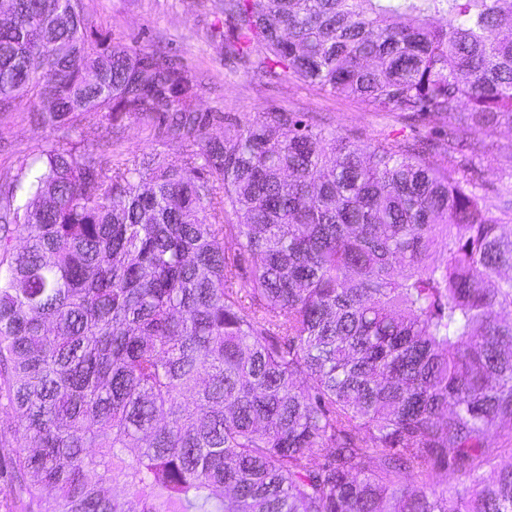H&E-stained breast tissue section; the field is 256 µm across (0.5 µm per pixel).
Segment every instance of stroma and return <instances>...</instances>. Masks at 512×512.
Masks as SVG:
<instances>
[{
  "mask_svg": "<svg viewBox=\"0 0 512 512\" xmlns=\"http://www.w3.org/2000/svg\"><path fill=\"white\" fill-rule=\"evenodd\" d=\"M88 18L137 50L154 51L177 60L199 84L198 105L212 117L211 134H231L238 122L270 107L299 113L309 124L327 126L347 137L353 147L369 148L383 138L429 142L431 125L410 123L395 112H375L357 99L346 98L282 74L269 77L244 72L238 60L226 58L216 29L224 21V0H85ZM29 101L0 112V182L13 178L21 158L39 152L51 129L37 125ZM85 144L107 145L108 155L153 153L165 158L181 146L166 136L157 120L127 118L121 128H81ZM494 163H481L477 174L491 207L512 191V127L502 126L486 138Z\"/></svg>",
  "mask_w": 512,
  "mask_h": 512,
  "instance_id": "1",
  "label": "stroma"
}]
</instances>
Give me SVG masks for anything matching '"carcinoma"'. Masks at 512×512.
Returning <instances> with one entry per match:
<instances>
[{"label": "carcinoma", "instance_id": "1", "mask_svg": "<svg viewBox=\"0 0 512 512\" xmlns=\"http://www.w3.org/2000/svg\"><path fill=\"white\" fill-rule=\"evenodd\" d=\"M505 4L224 0V55L448 123L362 153L282 109L212 136L187 70L10 0L0 110L58 136L0 182L4 512H512V211L474 178ZM138 114L182 152L80 138Z\"/></svg>", "mask_w": 512, "mask_h": 512}]
</instances>
